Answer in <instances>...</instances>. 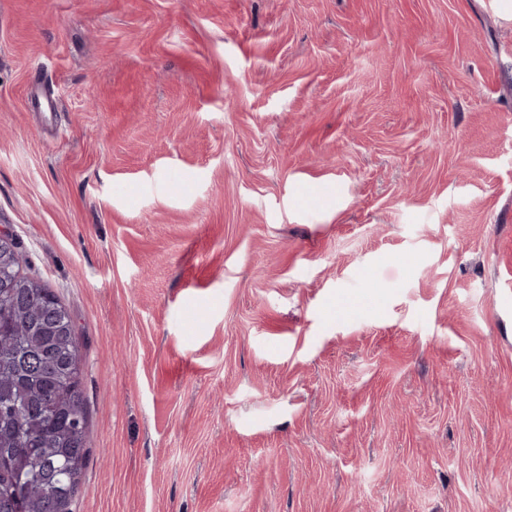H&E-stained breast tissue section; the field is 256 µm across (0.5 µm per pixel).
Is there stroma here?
Instances as JSON below:
<instances>
[{"label":"stroma","instance_id":"1","mask_svg":"<svg viewBox=\"0 0 512 512\" xmlns=\"http://www.w3.org/2000/svg\"><path fill=\"white\" fill-rule=\"evenodd\" d=\"M0 233L70 512H512V0H0Z\"/></svg>","mask_w":512,"mask_h":512}]
</instances>
